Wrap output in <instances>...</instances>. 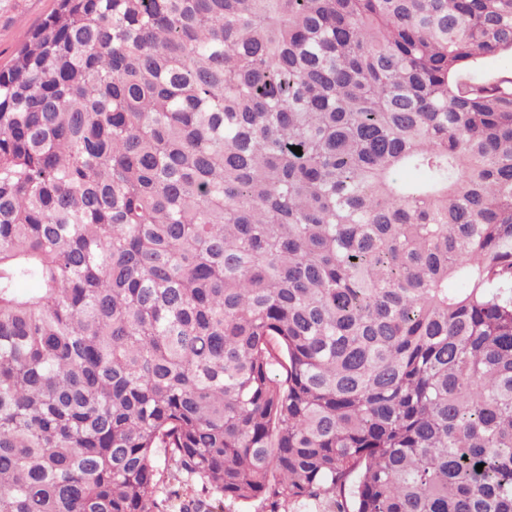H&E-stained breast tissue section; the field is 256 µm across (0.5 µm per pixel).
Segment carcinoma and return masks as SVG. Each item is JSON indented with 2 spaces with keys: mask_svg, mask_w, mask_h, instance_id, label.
Returning <instances> with one entry per match:
<instances>
[{
  "mask_svg": "<svg viewBox=\"0 0 512 512\" xmlns=\"http://www.w3.org/2000/svg\"><path fill=\"white\" fill-rule=\"evenodd\" d=\"M499 53L512 0H59L0 69V512H512Z\"/></svg>",
  "mask_w": 512,
  "mask_h": 512,
  "instance_id": "obj_1",
  "label": "carcinoma"
}]
</instances>
